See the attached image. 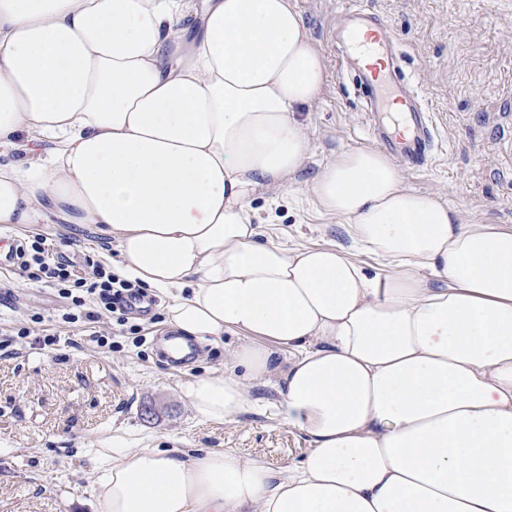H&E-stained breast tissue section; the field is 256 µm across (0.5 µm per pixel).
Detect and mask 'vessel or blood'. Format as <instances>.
Segmentation results:
<instances>
[{
    "label": "vessel or blood",
    "instance_id": "1",
    "mask_svg": "<svg viewBox=\"0 0 512 512\" xmlns=\"http://www.w3.org/2000/svg\"><path fill=\"white\" fill-rule=\"evenodd\" d=\"M362 33L370 36L371 44L360 53L355 44ZM331 38L341 47L340 70L357 77L373 138L409 169L428 165L438 145L435 114L404 84L402 55L393 47L388 23L362 8L360 0H347Z\"/></svg>",
    "mask_w": 512,
    "mask_h": 512
}]
</instances>
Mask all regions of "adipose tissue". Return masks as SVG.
<instances>
[{
  "label": "adipose tissue",
  "mask_w": 512,
  "mask_h": 512,
  "mask_svg": "<svg viewBox=\"0 0 512 512\" xmlns=\"http://www.w3.org/2000/svg\"><path fill=\"white\" fill-rule=\"evenodd\" d=\"M326 81L290 0H0V224L95 225L122 276L168 295L171 330L238 336L225 370L183 385L194 411L235 421L271 383L310 443L276 473L105 439L101 512H512V227L409 188L372 148L311 185L352 248L252 222L301 169L295 113ZM20 132L54 147L30 156Z\"/></svg>",
  "instance_id": "ef3b65f1"
}]
</instances>
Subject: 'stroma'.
<instances>
[{
  "label": "stroma",
  "instance_id": "35a3bbf8",
  "mask_svg": "<svg viewBox=\"0 0 512 512\" xmlns=\"http://www.w3.org/2000/svg\"><path fill=\"white\" fill-rule=\"evenodd\" d=\"M293 2L329 79L319 100L298 111L309 143L300 172L250 207L265 235L283 245L347 248L342 225L320 215L310 194L333 153L371 144L363 101L351 77L339 74L329 38L344 0ZM365 6L389 22L405 54L404 75L436 113L443 140L428 167L405 172L407 186L442 195L469 218L512 225V172L499 149L512 128V0H365ZM0 234L21 244L44 238L49 255L65 254L80 275L88 261L111 268L118 256L91 224H15ZM167 303L165 294L149 290L127 324L113 318L66 324L67 301L54 288L22 277L18 263L0 265V512H100L86 452L106 438L126 448L231 449L276 472L303 459L309 441L279 420L272 386L253 387L249 410L233 422H209L192 410L182 384L224 368V352L239 338L195 341L190 360L173 364L161 349ZM132 324L142 327L143 344L129 334ZM22 325L33 337L57 334L59 346L9 343ZM95 331L111 336V348L89 343ZM145 406L152 409L147 418Z\"/></svg>",
  "mask_w": 512,
  "mask_h": 512
}]
</instances>
